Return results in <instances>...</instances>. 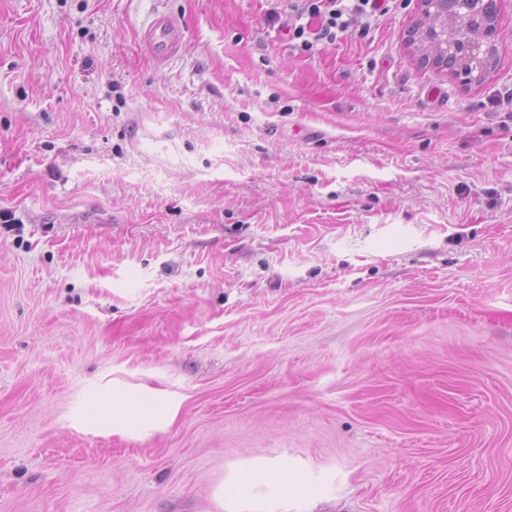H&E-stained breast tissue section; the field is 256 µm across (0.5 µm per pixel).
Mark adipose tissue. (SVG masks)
I'll return each instance as SVG.
<instances>
[{
    "instance_id": "1",
    "label": "adipose tissue",
    "mask_w": 512,
    "mask_h": 512,
    "mask_svg": "<svg viewBox=\"0 0 512 512\" xmlns=\"http://www.w3.org/2000/svg\"><path fill=\"white\" fill-rule=\"evenodd\" d=\"M287 491V464L271 463L244 468L217 497L226 512H267L270 495Z\"/></svg>"
}]
</instances>
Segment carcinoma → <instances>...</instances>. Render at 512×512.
<instances>
[{
    "label": "carcinoma",
    "mask_w": 512,
    "mask_h": 512,
    "mask_svg": "<svg viewBox=\"0 0 512 512\" xmlns=\"http://www.w3.org/2000/svg\"><path fill=\"white\" fill-rule=\"evenodd\" d=\"M422 0L409 31V46L425 66L464 75L466 84H481L494 70L499 48L488 31L498 23L497 0Z\"/></svg>",
    "instance_id": "carcinoma-1"
}]
</instances>
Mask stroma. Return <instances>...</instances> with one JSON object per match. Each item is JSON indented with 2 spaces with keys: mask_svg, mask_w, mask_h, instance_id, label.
<instances>
[{
  "mask_svg": "<svg viewBox=\"0 0 512 512\" xmlns=\"http://www.w3.org/2000/svg\"><path fill=\"white\" fill-rule=\"evenodd\" d=\"M291 5L0 0V512H512V0L469 87ZM183 29L182 22L169 16H159L143 32L142 45L157 64H166L181 49ZM267 489L262 493L260 488ZM270 494L288 495V464L271 463L244 468L231 483L217 490V498L228 512L268 511Z\"/></svg>",
  "mask_w": 512,
  "mask_h": 512,
  "instance_id": "35a3bbf8",
  "label": "stroma"
}]
</instances>
